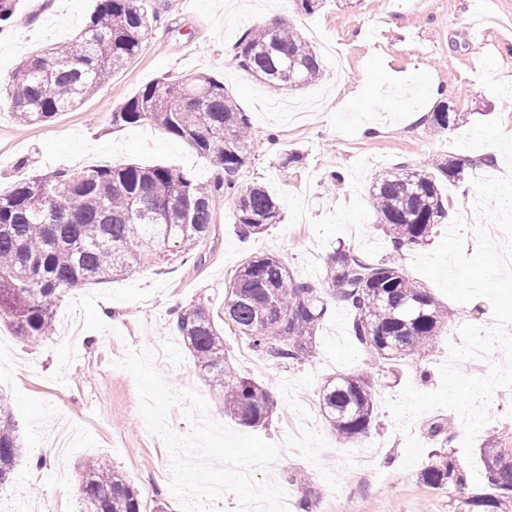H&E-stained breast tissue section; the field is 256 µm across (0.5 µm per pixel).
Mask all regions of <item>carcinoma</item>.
<instances>
[{"label":"carcinoma","instance_id":"carcinoma-1","mask_svg":"<svg viewBox=\"0 0 512 512\" xmlns=\"http://www.w3.org/2000/svg\"><path fill=\"white\" fill-rule=\"evenodd\" d=\"M17 0H0V32L15 23ZM152 32L139 0H98L75 40L53 46L0 82L22 124H42L92 96L138 56ZM235 60L276 92L321 79L319 54L293 25L275 22L248 31ZM464 122L446 105L422 123L439 131ZM112 124L161 127L213 159L218 173L202 182L163 165H107L71 174L58 170L24 178L0 191V321L24 342L53 328L54 311L72 289L122 276L135 266L188 257L213 223L216 199L230 196L245 238L281 222L276 199L261 185L239 187L235 175L251 154V123L224 83L207 73L162 77L112 112ZM466 161L440 158L421 167L380 172L370 197L395 250L424 243L447 218L440 183L465 178ZM333 304L352 314V334L384 361L418 359L448 326V309L418 286L401 265L340 249L327 258L322 283L294 278L282 259L261 254L244 262L228 285L224 316L251 348L285 365L311 356L317 329ZM176 330L202 376L224 400V414L248 428L266 424L276 404L269 390L224 362V336L204 303L178 312ZM322 416L345 442L368 433L374 394L360 374H338L319 394ZM21 455L17 425L0 394V484ZM487 488L464 498L458 512H512V454L483 451ZM82 512H141L140 492L102 458L79 472ZM419 480L436 490L464 483L454 456H431Z\"/></svg>","mask_w":512,"mask_h":512}]
</instances>
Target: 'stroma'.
Returning a JSON list of instances; mask_svg holds the SVG:
<instances>
[{"label": "stroma", "mask_w": 512, "mask_h": 512, "mask_svg": "<svg viewBox=\"0 0 512 512\" xmlns=\"http://www.w3.org/2000/svg\"><path fill=\"white\" fill-rule=\"evenodd\" d=\"M142 5L154 17L145 50L77 109L23 125L0 97V190L26 175L109 164H160L209 180L213 163L182 140L152 125L112 123L113 111L142 86L204 72L223 80L255 132L237 183L264 185L276 197L282 221L243 238L231 201L218 199L210 232L190 258L176 256L74 288L58 303L50 335L37 343L21 341L0 324V393L9 400L22 446L11 479L0 484V512H81L77 468L93 456L127 474L142 495L143 512H154L161 500L181 512L169 489L166 445L148 431L135 380L116 362L130 349L154 351L155 366L171 388L197 392L215 421L238 429L175 329L176 311L200 300L224 334L226 361L266 387L277 404L268 424L253 430L280 448L276 462L256 471L257 479L279 485L292 500L309 497L310 512H456L479 485L469 480L463 489L445 492L421 483L419 467L403 466L405 437L385 403L408 384L421 392L439 388L441 362L449 346L461 342L459 327L493 326L488 299L455 302L413 271L417 284L450 312L447 329L422 361H373L351 334L350 313L333 306L309 360L284 367L250 348L224 316V295L239 267L263 253L280 256L294 277L320 282L328 257L352 246L354 226L363 236L360 254L375 262L393 258L411 269L415 256L436 248L438 232L425 244L393 253L369 188L376 174L402 163L463 159L467 179L441 185L448 211L456 213L473 205V179L505 173L498 149L456 147L461 129L436 131L419 119L445 103L463 112L467 124L497 118L512 135V0H351L347 7L324 0L312 15L292 0ZM95 8L96 0H19L21 25L0 36V79L46 48L75 39ZM270 18L292 21L301 33L321 30L346 56L348 79L336 81L327 71L312 85L276 93L255 77H242L233 61L236 44ZM367 124L375 126L374 136L364 132ZM486 156L494 166L482 165ZM334 173L341 184L331 183ZM340 373L368 376L375 392L366 440L339 442L321 415L320 389ZM490 414L474 448L491 444L512 452V388L494 392ZM438 425L443 433H435ZM413 427L425 455L452 452L460 469L468 470L463 426L454 411L430 410ZM368 440L386 444L369 481L357 464Z\"/></svg>", "instance_id": "35a3bbf8"}]
</instances>
